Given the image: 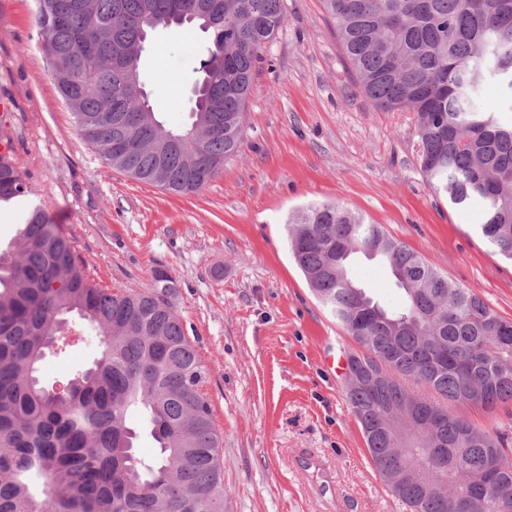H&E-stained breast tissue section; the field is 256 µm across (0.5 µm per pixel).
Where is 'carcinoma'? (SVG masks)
<instances>
[{
	"mask_svg": "<svg viewBox=\"0 0 512 512\" xmlns=\"http://www.w3.org/2000/svg\"><path fill=\"white\" fill-rule=\"evenodd\" d=\"M51 76L84 141L112 169L181 195L197 194L237 154L260 50L284 19L282 0H220L224 22L199 49L192 122L203 135L179 152L145 94L141 57L125 75L121 47L170 24L194 0H34ZM360 91L383 111L415 114L422 173L448 205L478 204L477 231L512 261V121L483 112V88L508 91L512 112V0H322ZM28 187L0 154V205ZM288 244L322 304L363 348L348 358L347 401L375 471L407 512H512V426L489 431L452 405L512 402V321L472 288L380 225L339 204H311L288 220ZM0 253V512H224L221 432L207 370L166 296L155 288H103L79 262L73 239L41 207L25 214ZM385 262L403 292L394 310L351 280L353 258ZM425 277L407 282L406 271ZM78 318L100 337L92 366L51 394L41 365L62 327ZM413 405L431 420L411 425L408 460L384 429ZM146 420L158 452L137 456Z\"/></svg>",
	"mask_w": 512,
	"mask_h": 512,
	"instance_id": "obj_1",
	"label": "carcinoma"
}]
</instances>
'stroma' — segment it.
<instances>
[{
	"label": "stroma",
	"mask_w": 512,
	"mask_h": 512,
	"mask_svg": "<svg viewBox=\"0 0 512 512\" xmlns=\"http://www.w3.org/2000/svg\"><path fill=\"white\" fill-rule=\"evenodd\" d=\"M33 0H0V98L13 103L0 132L30 188L106 288L153 287L167 299L208 370L223 438L227 512H406L380 481L346 399V377L327 368L333 348L360 346L323 308L294 263L289 215L336 202L382 225L436 263L449 282L477 291L512 320V262L426 182L413 113L382 111L364 96L322 0H283L285 22L263 48L239 152L200 193L176 196L113 170L81 138L58 92ZM200 32L158 29L142 52L156 117L189 121ZM353 279L385 306L401 292L387 266L356 258ZM80 344L48 351L44 384L88 368ZM336 473L337 507L295 473L296 454Z\"/></svg>",
	"instance_id": "stroma-1"
}]
</instances>
